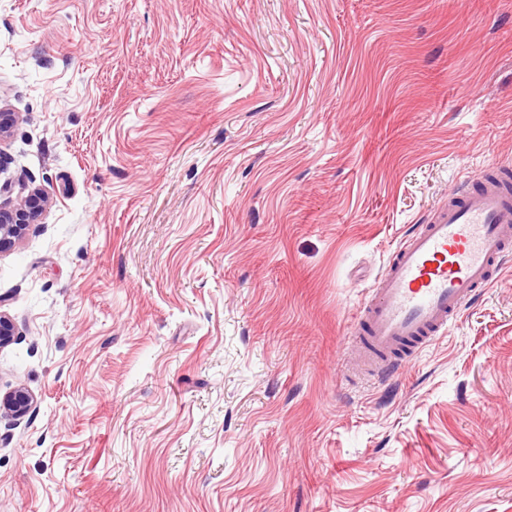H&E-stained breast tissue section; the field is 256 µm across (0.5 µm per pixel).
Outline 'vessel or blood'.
<instances>
[{
  "label": "vessel or blood",
  "instance_id": "vessel-or-blood-1",
  "mask_svg": "<svg viewBox=\"0 0 512 512\" xmlns=\"http://www.w3.org/2000/svg\"><path fill=\"white\" fill-rule=\"evenodd\" d=\"M512 264V168L453 194L404 238L351 331L365 371L389 374L446 335Z\"/></svg>",
  "mask_w": 512,
  "mask_h": 512
}]
</instances>
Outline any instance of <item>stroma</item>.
<instances>
[{
    "instance_id": "35a3bbf8",
    "label": "stroma",
    "mask_w": 512,
    "mask_h": 512,
    "mask_svg": "<svg viewBox=\"0 0 512 512\" xmlns=\"http://www.w3.org/2000/svg\"><path fill=\"white\" fill-rule=\"evenodd\" d=\"M0 512H512V265L359 383L403 235L512 164V0H0ZM49 204L50 199L43 191L32 189L16 205H0V251L21 240L30 224L37 221ZM37 399L26 387L16 386L0 394V418L20 421L36 409Z\"/></svg>"
}]
</instances>
